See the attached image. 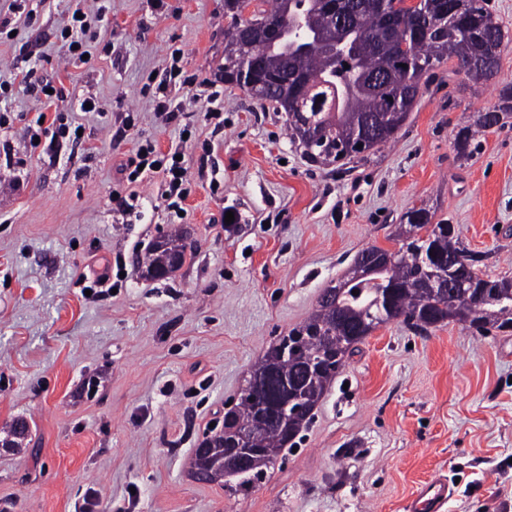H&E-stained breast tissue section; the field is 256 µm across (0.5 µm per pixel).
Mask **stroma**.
Wrapping results in <instances>:
<instances>
[{"mask_svg":"<svg viewBox=\"0 0 512 512\" xmlns=\"http://www.w3.org/2000/svg\"><path fill=\"white\" fill-rule=\"evenodd\" d=\"M75 4L90 23L77 65L60 36ZM1 21L0 82L31 69L63 83L59 109L82 134L32 146L37 99L0 96V439L30 426L0 448V512H75L89 492L94 512H412L436 477L453 482L442 512H512V329L454 320L377 327L249 490L191 472L268 347L360 251L398 250L409 210L454 225L480 276L512 278V112L471 157L454 149L512 85V41L487 83L444 60L395 141L338 169L291 142L274 103L225 83L224 0H0ZM175 51L198 83L168 122L153 100ZM214 90L220 128L204 118ZM148 144L183 153L181 209L161 174L121 173ZM178 228L184 265L144 277L150 243ZM102 272L115 290L85 292L80 276Z\"/></svg>","mask_w":512,"mask_h":512,"instance_id":"35a3bbf8","label":"stroma"}]
</instances>
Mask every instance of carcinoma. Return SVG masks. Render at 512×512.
<instances>
[{
	"mask_svg": "<svg viewBox=\"0 0 512 512\" xmlns=\"http://www.w3.org/2000/svg\"><path fill=\"white\" fill-rule=\"evenodd\" d=\"M339 2L343 15L334 27L324 22L325 0H273L271 8L256 11L253 21L297 24L308 36L306 42L288 35L275 45L257 47V74L263 82L257 88L236 79L239 60L224 47V82L288 112L291 138L312 158L341 159L351 135L373 118L381 119L383 130L373 135L364 152L395 139L416 103L422 78L433 75L446 57L455 59L456 72L471 81H490L499 71L501 52L491 47L504 44L507 35L485 0H473L466 18L446 26L428 22L443 8V0H422L417 8L402 7L392 25L382 21V0ZM477 28L483 31L480 40L473 35ZM338 43L346 48L343 57L331 53ZM373 73L381 74L383 81H368ZM500 112H512L511 87L502 89L495 110L478 113L474 124L456 133L459 157L471 153L475 135L497 124ZM311 132L320 140L314 147L309 144ZM431 219L425 207L408 211L409 229L403 233L400 248L392 252L389 266L369 269L361 277L348 274L332 286L335 293L331 299L320 300L314 314L269 348L257 370L271 394H276L286 379L298 386L310 406L317 405L363 337L392 320L400 319L416 330L450 319L472 325L493 323L500 328L512 324V280L482 278L474 269V257L461 247L457 235L448 232V225L433 224ZM173 251L180 253L181 259L167 269L169 274L186 261L182 234L177 231L149 248L143 261L146 275L156 278L167 253ZM449 267L463 270L469 279L487 288L485 297L448 309V300L435 293L442 284L441 273ZM354 290L359 294H352ZM296 338L304 340V349L297 354L285 351L286 343ZM323 349L340 359L337 368L317 372L311 369V358ZM256 416L254 406L243 399L224 414L221 430L206 439L214 441L227 432L251 427V446L264 449L275 459L287 445H295L306 424L296 417L258 425ZM267 469L265 465L257 474L242 473L220 484L231 493L245 491L262 480Z\"/></svg>",
	"mask_w": 512,
	"mask_h": 512,
	"instance_id": "carcinoma-1",
	"label": "carcinoma"
}]
</instances>
